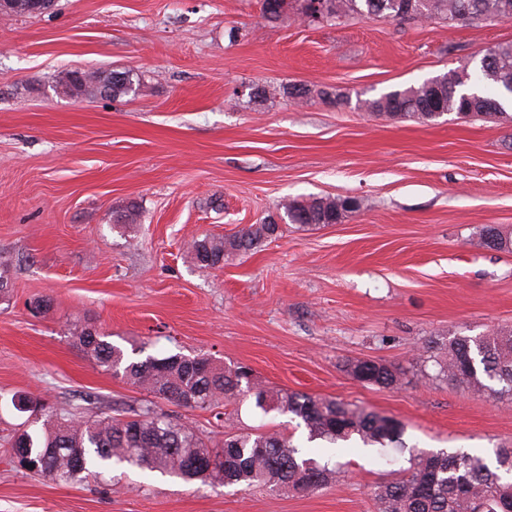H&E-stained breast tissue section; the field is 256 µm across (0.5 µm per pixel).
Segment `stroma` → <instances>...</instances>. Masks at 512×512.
I'll return each mask as SVG.
<instances>
[{
    "mask_svg": "<svg viewBox=\"0 0 512 512\" xmlns=\"http://www.w3.org/2000/svg\"><path fill=\"white\" fill-rule=\"evenodd\" d=\"M262 2L53 0L0 17V264L11 282L0 302V512H374L370 490L392 471L374 449H352L340 486L271 494L138 471L116 488L55 484L15 468L7 442L32 418L12 398L64 414L90 393L116 416L145 397L74 344L75 321L134 359L199 354L367 407L402 423L410 446L488 458L512 446V400L412 363L431 337L512 326V252L477 243L484 225L512 230V121L422 123L357 105L475 66L512 41V22L270 21ZM71 69L126 70L144 87L77 101L56 90ZM252 83L265 100L247 103ZM290 84L309 99L292 103ZM327 195L360 208L338 224H283L216 268L187 251L279 217L285 201ZM132 202L140 223H114ZM356 359L402 368V386L352 379L342 365ZM158 407L214 442L259 426L307 437L249 397Z\"/></svg>",
    "mask_w": 512,
    "mask_h": 512,
    "instance_id": "1",
    "label": "stroma"
}]
</instances>
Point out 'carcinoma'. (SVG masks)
<instances>
[{"mask_svg":"<svg viewBox=\"0 0 512 512\" xmlns=\"http://www.w3.org/2000/svg\"><path fill=\"white\" fill-rule=\"evenodd\" d=\"M297 16L310 15L322 5L328 22L366 14L393 20L437 23L493 20L512 21V0H297ZM290 0H263V14L278 20ZM51 0H0V14H41ZM56 88L75 100L121 98L140 90V81L127 71H68ZM512 93V42L489 47L473 71L451 69L420 84L395 89L376 98L358 99V106L377 116L432 122L441 114L496 120L506 115L501 99ZM359 209L352 197L312 196L283 205L290 224H338ZM140 207L132 203L114 217L118 224H138ZM280 229L274 219L242 228L229 237L195 239L189 246L201 268L210 259L246 254L260 248ZM483 248L512 251V237L497 225L479 233ZM73 341L95 364L149 395L132 414L76 416L47 414L40 431L12 437L7 452L17 467L60 484L90 478L119 481L126 471L159 473L184 481L264 488L271 492L309 493L339 482L345 474L335 461L349 444L373 447L389 463L409 453V466L378 483L371 492L375 512H512V447L495 449V463L464 451H419L406 446L404 426L397 420L334 398L314 396L264 385L245 366H219L209 358L173 354L128 358L95 329L70 328ZM413 361L435 367V377L495 399H512V329H493L479 336L434 337L418 347ZM352 378L394 388L403 372L371 360L343 365ZM254 398L264 413L292 414L301 420L307 440L325 443L323 456L314 457L293 436L279 430L224 433L219 447L198 430L157 409L162 399L192 409H212L242 394ZM206 457L212 471L193 470L187 462Z\"/></svg>","mask_w":512,"mask_h":512,"instance_id":"obj_1","label":"carcinoma"}]
</instances>
